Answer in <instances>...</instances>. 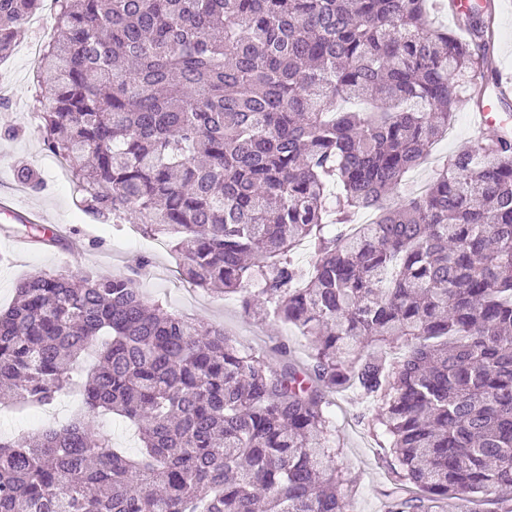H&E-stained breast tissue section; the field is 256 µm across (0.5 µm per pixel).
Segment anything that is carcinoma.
Masks as SVG:
<instances>
[{"instance_id": "carcinoma-1", "label": "carcinoma", "mask_w": 512, "mask_h": 512, "mask_svg": "<svg viewBox=\"0 0 512 512\" xmlns=\"http://www.w3.org/2000/svg\"><path fill=\"white\" fill-rule=\"evenodd\" d=\"M39 2L0 0V60ZM54 2L67 38L43 48L34 132L84 210L169 240L197 286L295 327L308 364L151 306L132 277L34 273L0 310V400L77 387L142 446L80 413L0 437V512H350L327 400L347 389L385 438V512L491 494L512 512V133L385 206L457 107L485 105L494 0H447L452 30L427 0ZM85 421L87 428L91 432L103 428L107 430L112 437V444L116 448H122L130 455H135L139 451L140 441L136 426L118 416H102L96 413H86Z\"/></svg>"}]
</instances>
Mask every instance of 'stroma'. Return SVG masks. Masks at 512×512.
<instances>
[{
	"mask_svg": "<svg viewBox=\"0 0 512 512\" xmlns=\"http://www.w3.org/2000/svg\"><path fill=\"white\" fill-rule=\"evenodd\" d=\"M496 38L494 63L499 76L512 80V0H495ZM39 29L27 25L17 35L13 53L0 60V72L9 77L10 93L0 99V125L22 123V115L33 105L34 74L39 65L36 56L25 53L27 43L38 40ZM478 132L471 122L470 109L459 110L448 126V133L436 142L420 166L409 171L398 194L390 196L389 206H399L405 194L422 182H429L447 163L449 157L467 145ZM26 167L43 181L40 192H30L19 183L16 173ZM15 197L24 209L40 212L49 228H61L68 241L58 246L30 242L27 249L14 244L23 235L22 225L11 216L0 215V309L7 308L15 295L17 283L32 272L46 270L92 271L103 276L137 273L139 286L147 300L161 303L202 324H220L243 347L271 352L280 344L289 345L298 361H306L307 348L300 333L273 319H260L245 313L237 298L195 287L181 274L179 261L166 243L147 241L134 221L115 224L84 212L80 195L65 170L56 164L34 134L0 138V195ZM80 405L79 396L59 399L33 413L20 404L0 403V435L12 437L33 432L47 424L65 422ZM331 409L343 446L336 464L355 485L353 512H384L388 474L379 455L378 439L369 432L365 419L371 414L369 404L352 391L334 395ZM85 421L90 431L107 430L114 447L128 454L139 451L136 426L118 416L88 413Z\"/></svg>",
	"mask_w": 512,
	"mask_h": 512,
	"instance_id": "stroma-1",
	"label": "stroma"
}]
</instances>
